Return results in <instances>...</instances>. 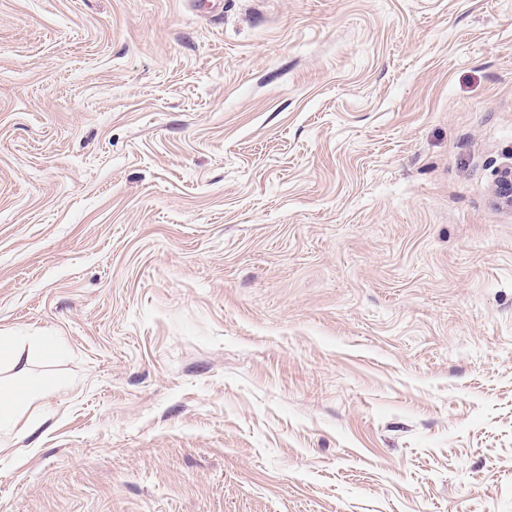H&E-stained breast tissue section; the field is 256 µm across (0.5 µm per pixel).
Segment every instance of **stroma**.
Listing matches in <instances>:
<instances>
[{
    "mask_svg": "<svg viewBox=\"0 0 512 512\" xmlns=\"http://www.w3.org/2000/svg\"><path fill=\"white\" fill-rule=\"evenodd\" d=\"M510 166L512 0H0V512H512ZM32 395L33 392L25 386H19L7 394L0 392V431L18 426L19 409L23 403L32 398Z\"/></svg>",
    "mask_w": 512,
    "mask_h": 512,
    "instance_id": "obj_1",
    "label": "stroma"
}]
</instances>
